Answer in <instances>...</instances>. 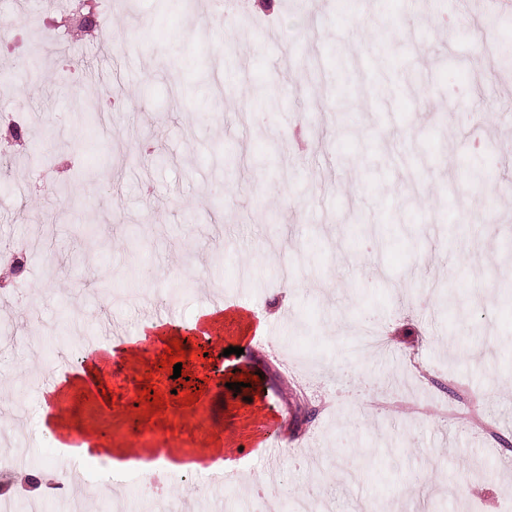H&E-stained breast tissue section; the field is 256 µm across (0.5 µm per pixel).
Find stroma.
I'll return each mask as SVG.
<instances>
[{
  "instance_id": "stroma-1",
  "label": "stroma",
  "mask_w": 512,
  "mask_h": 512,
  "mask_svg": "<svg viewBox=\"0 0 512 512\" xmlns=\"http://www.w3.org/2000/svg\"><path fill=\"white\" fill-rule=\"evenodd\" d=\"M113 3L103 38L72 51L57 24L69 0H0V113L24 116L0 238L37 241L33 264L55 269L80 252L66 280L0 283V385L16 389L0 404V455L25 475L59 469L32 439L53 351L105 344V318L134 336L149 312L189 320L220 301L264 322L248 361L267 377L282 451L272 464L241 456L226 485L200 481L169 512H238L247 473L266 475L280 512L298 499L322 512H503L512 204L496 190L512 187V68L483 50L512 48V12L459 0L451 25L446 0L400 17L396 0L268 12L246 0L229 35L214 0ZM93 110L101 122L84 123ZM466 113L475 125L456 123ZM86 412L118 446L174 440L193 454L213 433L246 440L209 407L207 430L158 416L146 437ZM316 458L335 482L315 480Z\"/></svg>"
}]
</instances>
